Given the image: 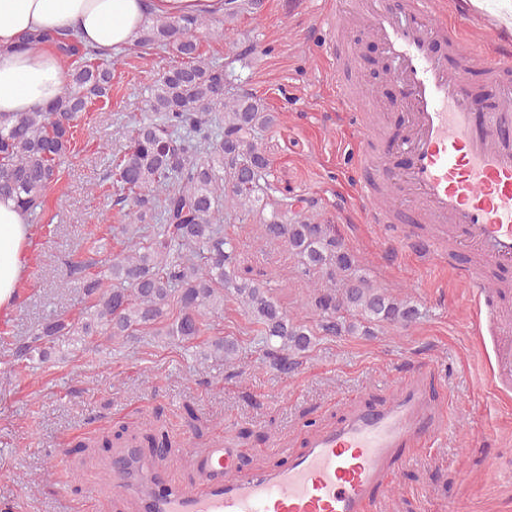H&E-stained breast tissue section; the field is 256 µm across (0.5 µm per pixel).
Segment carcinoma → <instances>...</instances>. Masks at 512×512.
Listing matches in <instances>:
<instances>
[{"instance_id":"obj_1","label":"carcinoma","mask_w":512,"mask_h":512,"mask_svg":"<svg viewBox=\"0 0 512 512\" xmlns=\"http://www.w3.org/2000/svg\"><path fill=\"white\" fill-rule=\"evenodd\" d=\"M261 6V0H228L224 34ZM212 25L210 16L145 18L137 45L170 50L176 60L149 88L151 116L131 126L126 151L113 159L112 178L121 189L116 204L133 220L121 225L124 249L95 274L71 266L87 305L77 317L56 314L29 335L10 337L14 365L44 363L60 346L100 347L149 335L194 344L200 359L232 366L235 341L202 339L210 330L207 315L224 312L229 297L260 332L263 360L284 374L298 371L319 335L370 336L373 325L420 319L417 308L358 273L331 225L302 213L288 217V198L264 183L271 160L261 133L277 124L279 113L255 93L231 92L224 66L200 48L198 33ZM43 44L72 59L65 92L47 107L0 113V197L14 199L33 219L59 179L88 105L112 93V53L78 47L67 29L28 33L20 41L27 49ZM250 215L259 216L267 241L286 243L306 271L334 284L313 296L315 327L289 318L266 283L237 275L236 246L221 223ZM156 220L161 224L153 225Z\"/></svg>"}]
</instances>
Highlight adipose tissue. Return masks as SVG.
<instances>
[{"label": "adipose tissue", "instance_id": "obj_1", "mask_svg": "<svg viewBox=\"0 0 512 512\" xmlns=\"http://www.w3.org/2000/svg\"><path fill=\"white\" fill-rule=\"evenodd\" d=\"M223 11L224 0H0V113L46 105L67 83L56 51L20 49L25 32L70 27L83 47L118 52L136 43L147 15L178 19ZM30 231L26 213L0 200L1 311L17 298Z\"/></svg>", "mask_w": 512, "mask_h": 512}]
</instances>
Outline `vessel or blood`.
Here are the masks:
<instances>
[{
  "label": "vessel or blood",
  "mask_w": 512,
  "mask_h": 512,
  "mask_svg": "<svg viewBox=\"0 0 512 512\" xmlns=\"http://www.w3.org/2000/svg\"><path fill=\"white\" fill-rule=\"evenodd\" d=\"M410 21L389 8L370 13L368 28L394 62L392 76L413 117L408 165L393 171L386 152L367 143L359 157L357 191L376 224H399L405 215L385 204L394 187L417 204L413 220L436 227L431 254L443 244L462 248L473 264L458 276L484 292L482 268L512 267V138L505 132L512 102L477 110L468 88L458 25L436 17L435 0H407ZM444 42L447 55L436 54ZM495 380L512 384V322L499 330ZM445 411L432 397L425 372H417L386 405L356 408L335 425L319 429L290 452L283 467L227 482L224 471L239 461L236 449L216 445L206 457L214 476L206 491L171 487L133 456L112 460L115 485L136 495L146 512H376L378 493L402 449L421 448L438 438Z\"/></svg>",
  "instance_id": "b4317fda"
}]
</instances>
